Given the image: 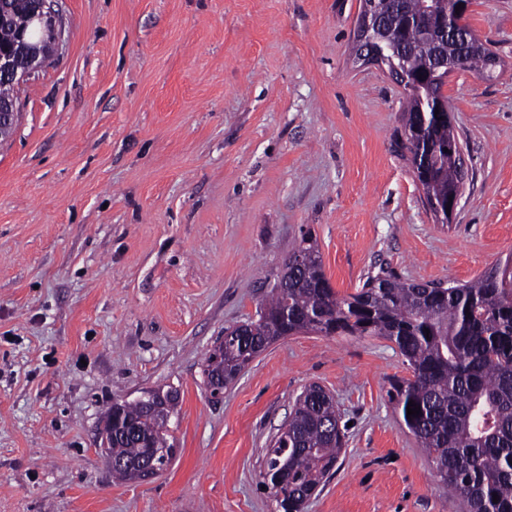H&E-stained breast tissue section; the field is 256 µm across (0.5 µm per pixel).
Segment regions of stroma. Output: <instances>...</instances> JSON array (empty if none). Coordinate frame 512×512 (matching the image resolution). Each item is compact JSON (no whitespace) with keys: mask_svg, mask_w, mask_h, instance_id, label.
<instances>
[{"mask_svg":"<svg viewBox=\"0 0 512 512\" xmlns=\"http://www.w3.org/2000/svg\"><path fill=\"white\" fill-rule=\"evenodd\" d=\"M65 45L0 141V512H273L263 450L318 383L347 442L304 512H462L388 397L378 336L297 334L211 400L204 358L304 232L338 294L387 269L472 282L512 255V0L467 20L501 60L443 93L468 177L451 223L401 136L404 90L354 59L362 0H59ZM181 394L166 471L118 483L113 397Z\"/></svg>","mask_w":512,"mask_h":512,"instance_id":"1","label":"stroma"}]
</instances>
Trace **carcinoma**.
<instances>
[{
  "label": "carcinoma",
  "mask_w": 512,
  "mask_h": 512,
  "mask_svg": "<svg viewBox=\"0 0 512 512\" xmlns=\"http://www.w3.org/2000/svg\"><path fill=\"white\" fill-rule=\"evenodd\" d=\"M422 2L390 0L387 21L367 46L384 52L387 69L413 81L402 112L413 174L427 202L445 203L463 190L462 139L448 118L432 112L437 101H447V78L434 72V59L462 53L468 70L489 76L499 58L467 23L466 47L427 42L405 23L407 15L421 12ZM280 278L281 289L271 291L257 320L229 327L236 336L224 340V383L286 334L384 337L396 344L412 372L390 383V401L438 481L465 512H512V276L504 277L502 263L474 282L446 287L381 273L341 296L307 233ZM166 398L168 409L145 398L105 412L121 425L110 448L115 478L132 480L130 464L152 460L163 469L176 456L167 425L180 394L172 388ZM411 401L420 414L409 417ZM344 444L332 395L301 392L288 419V436L264 449L263 478L275 512H303L305 501L335 473Z\"/></svg>",
  "instance_id": "cac0c4a2"
}]
</instances>
